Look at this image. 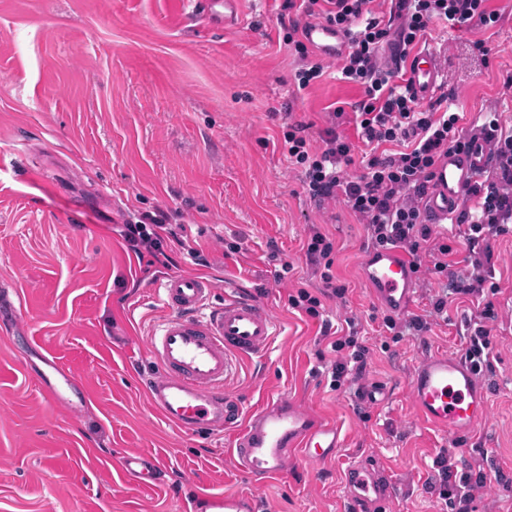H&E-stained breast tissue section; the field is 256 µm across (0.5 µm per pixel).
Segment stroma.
Wrapping results in <instances>:
<instances>
[{
    "label": "stroma",
    "mask_w": 512,
    "mask_h": 512,
    "mask_svg": "<svg viewBox=\"0 0 512 512\" xmlns=\"http://www.w3.org/2000/svg\"><path fill=\"white\" fill-rule=\"evenodd\" d=\"M241 18L212 27L181 0H0V512H182L192 489L255 498L259 512H353L346 470L367 460L392 485L378 512H440L433 463L483 473L468 512H512V235L499 237L490 365L480 373L485 425L453 440L414 413L409 379L432 353L464 354L470 302L453 301L431 332L396 336L359 276L367 234L343 204L306 197L282 150L289 121L313 124L360 97L339 62L298 89L285 0H240ZM487 42L486 59L469 43ZM445 90L466 121L498 113L512 125V9L496 27L435 24ZM171 213L166 263L130 253L121 236L139 214ZM334 243L332 272L347 287L322 318L288 305L320 277L302 246L312 227ZM207 267H200L199 258ZM206 269L226 291L260 292L277 324L267 352L240 362L224 390L244 412L285 395L336 420L335 459L295 461L255 483L230 453L234 433L182 435L150 408V336L168 311L158 286L173 271ZM361 322L360 380L372 403L332 389L319 360L322 320ZM77 379L78 411L49 402L44 383ZM153 455L159 482L134 488L110 460Z\"/></svg>",
    "instance_id": "obj_1"
}]
</instances>
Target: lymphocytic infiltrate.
<instances>
[{
    "label": "lymphocytic infiltrate",
    "mask_w": 512,
    "mask_h": 512,
    "mask_svg": "<svg viewBox=\"0 0 512 512\" xmlns=\"http://www.w3.org/2000/svg\"><path fill=\"white\" fill-rule=\"evenodd\" d=\"M374 0H288L294 17L288 25V42L300 62L299 88H307L326 72V58L304 39V24L318 21L336 28L347 40L340 56L343 80L356 85L361 96L350 108L329 112L320 132L322 148L312 149L302 122L290 124L282 146L289 162L302 172L306 195L318 202L344 204L363 224L373 248L398 247L411 257L417 276L441 274L449 267L454 250L433 242L428 222V202L435 169L449 152L469 150L477 140L488 146L489 163L460 199L455 222L463 228L467 270L451 284L460 299L482 301L477 321L466 323L465 357L475 371L489 363V321L496 317L485 290H496L494 238L512 231V130L494 115L485 117L475 133H464L460 113L451 111L447 94L419 101L407 79L408 63L425 43L434 22L457 30L492 28L500 10L490 0H388L386 15H377ZM352 112L357 141H350L337 127L345 112ZM370 153L362 174L349 171L356 144ZM392 153H384V146ZM333 241L312 230L304 246L306 261L320 268L323 285L317 290L298 289L289 296L291 308L319 318L328 300H345L347 288L332 274ZM430 263H423V255ZM335 358L330 363L332 387L340 389L364 370L366 347L356 332L337 336L330 322L321 324ZM438 497L466 512L473 491L483 478L454 473L446 458H438Z\"/></svg>",
    "instance_id": "1"
}]
</instances>
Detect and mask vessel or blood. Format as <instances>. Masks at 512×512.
I'll list each match as a JSON object with an SVG mask.
<instances>
[{
    "label": "vessel or blood",
    "mask_w": 512,
    "mask_h": 512,
    "mask_svg": "<svg viewBox=\"0 0 512 512\" xmlns=\"http://www.w3.org/2000/svg\"><path fill=\"white\" fill-rule=\"evenodd\" d=\"M240 0H206L208 23H237ZM308 41L328 58H335L342 34L315 23L306 30ZM443 76V62L435 50L416 56L411 74L421 101H428ZM487 162L484 151L449 153L442 162L429 200L431 223L451 217L466 186ZM361 277L385 310L402 314L414 301L415 277L410 262L397 248L364 254ZM216 287L208 276L176 272L161 286L169 315L155 330L148 352L157 371L147 383L151 408L180 432L221 431L238 427L232 452L239 469L259 481L285 476L295 458L320 463L344 446L336 422L315 416L294 399L268 401L251 415H243L237 401L224 391L238 361L267 350L275 321L259 299L230 295L223 304L210 305ZM413 409L424 423L461 437L475 433L488 415L486 389L471 364L458 356L434 353L423 358L410 378ZM124 472L139 485H152L160 462L148 454L121 457ZM346 489L358 512H378L392 494L387 478L373 464L359 462L346 474ZM249 498L234 495L194 494L185 512H254Z\"/></svg>",
    "instance_id": "1"
}]
</instances>
